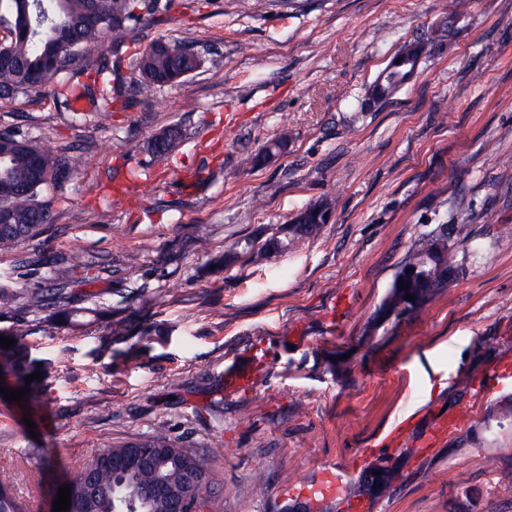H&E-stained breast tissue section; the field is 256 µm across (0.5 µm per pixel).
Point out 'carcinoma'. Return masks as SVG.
Wrapping results in <instances>:
<instances>
[{"mask_svg": "<svg viewBox=\"0 0 512 512\" xmlns=\"http://www.w3.org/2000/svg\"><path fill=\"white\" fill-rule=\"evenodd\" d=\"M175 0H0V28L7 36L0 39V99L39 94L59 74L78 70L87 77L85 89L93 94L105 83L110 71L108 59L90 61L85 51L109 39L121 47L148 18L167 14ZM450 35L445 24L436 26L432 36L403 43L386 66L388 75L366 89L375 100L391 98L407 84L413 64L434 55L442 39ZM202 58L194 44L178 39L157 38L138 52V93L184 81L200 68ZM165 140L150 148L156 162L168 160L184 133L171 125L164 131ZM91 157L83 154H52L38 144L10 131H0V252L10 253L39 235L45 222L46 207L38 200L42 186L58 180L73 170L87 166ZM336 209V199L323 196L296 215L285 229V238L272 236L262 244L250 245L248 254L255 263L273 253L285 251L317 234L329 222ZM472 238L469 224H438L425 233L406 253L390 290L377 313L379 318L400 320L436 301L452 283L468 273L466 256L459 255ZM404 287H399L398 282ZM65 278L55 288L52 300L57 315L76 317L65 307ZM411 295L415 301L405 299ZM28 325H13V346L0 350V374L19 376L27 402L41 403L46 394L43 382L26 383L22 374L31 364L26 337ZM512 418V397H505L489 408L487 421L498 423ZM164 452L151 465L126 475L112 471L107 459L114 455ZM191 468L207 471L206 459L197 452L174 446L166 434L157 430L143 439L126 442L100 452L71 481L74 512H169L168 502L148 495L159 482L172 489H182L183 471ZM0 512H23V507L0 482Z\"/></svg>", "mask_w": 512, "mask_h": 512, "instance_id": "cac0c4a2", "label": "carcinoma"}]
</instances>
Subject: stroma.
<instances>
[{"mask_svg": "<svg viewBox=\"0 0 512 512\" xmlns=\"http://www.w3.org/2000/svg\"><path fill=\"white\" fill-rule=\"evenodd\" d=\"M266 2L246 16L237 0H180L168 21H143L117 84L132 91V52L159 37L192 42L202 65L182 84L132 91L127 108H61L56 90L83 81L75 70L0 100V130L93 157L41 189L40 235L0 253L12 300L0 335L27 322L31 357L49 368L41 405L0 398V480L26 512H53L101 450L161 427L207 458L202 512H309L280 486L349 458L355 482L402 473L364 494L372 512H512V420H485L512 383L476 390L512 359V0H469L460 15L454 0ZM443 22L449 44L392 99L364 104L398 47ZM173 124L180 145L151 162L147 142ZM283 133L287 150L253 165ZM460 166L472 173L463 185ZM325 195L336 209L315 237L212 270ZM462 222L468 276L373 328L409 248ZM74 256L100 278L71 268ZM63 275L79 315L54 321L29 297ZM113 324L122 340L110 341ZM242 373L252 387L235 385ZM446 413L460 429L423 447ZM406 418L408 435L386 445Z\"/></svg>", "mask_w": 512, "mask_h": 512, "instance_id": "35a3bbf8", "label": "stroma"}]
</instances>
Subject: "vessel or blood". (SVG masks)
<instances>
[{
  "mask_svg": "<svg viewBox=\"0 0 512 512\" xmlns=\"http://www.w3.org/2000/svg\"><path fill=\"white\" fill-rule=\"evenodd\" d=\"M351 470V465L347 463L322 464L309 478L284 486L281 494L286 498L302 500L313 510L326 501L340 500L344 502L347 512H366V503L348 494Z\"/></svg>",
  "mask_w": 512,
  "mask_h": 512,
  "instance_id": "vessel-or-blood-1",
  "label": "vessel or blood"
}]
</instances>
